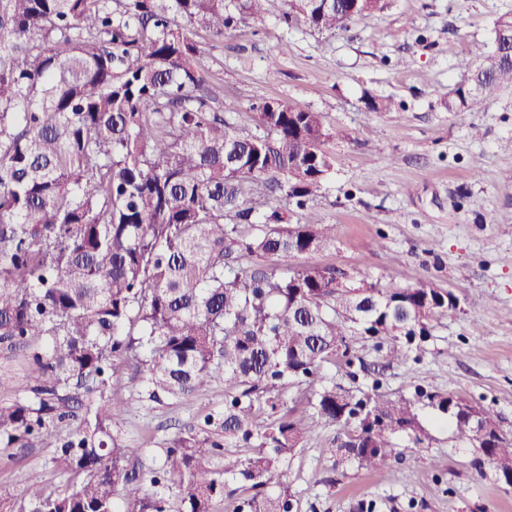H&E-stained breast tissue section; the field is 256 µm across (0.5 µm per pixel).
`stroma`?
Instances as JSON below:
<instances>
[{
    "instance_id": "stroma-1",
    "label": "stroma",
    "mask_w": 512,
    "mask_h": 512,
    "mask_svg": "<svg viewBox=\"0 0 512 512\" xmlns=\"http://www.w3.org/2000/svg\"><path fill=\"white\" fill-rule=\"evenodd\" d=\"M268 8L264 26L242 24L203 41L200 62L217 101L236 105L232 118L244 131H255L250 107L266 99L323 113L332 128L325 148L333 167L306 220L335 225L336 240L304 264L368 282L428 280L460 301L457 316L436 323L423 349L400 363L357 341L366 368L352 388L377 381L392 399L414 398L420 388L451 391L512 434V88L481 111L448 110L466 80L461 61L474 45L492 46L494 23L512 15V0H384L332 34L282 22L284 0ZM381 101L385 109L372 110ZM0 367L10 371L0 402L37 383L28 352L0 347ZM133 375L126 370L108 390L128 400L114 429L141 448L136 468L159 465L171 439L224 412L222 383L158 404L131 392ZM416 413L421 443L401 438V457L380 471L325 457L341 429L314 421L290 463L299 512H512V490L492 461L457 442L431 409ZM62 469L54 446L0 445V512L29 485L59 483Z\"/></svg>"
}]
</instances>
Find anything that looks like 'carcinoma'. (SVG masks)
Returning a JSON list of instances; mask_svg holds the SVG:
<instances>
[{
    "label": "carcinoma",
    "mask_w": 512,
    "mask_h": 512,
    "mask_svg": "<svg viewBox=\"0 0 512 512\" xmlns=\"http://www.w3.org/2000/svg\"><path fill=\"white\" fill-rule=\"evenodd\" d=\"M266 2L0 0V345L43 341L31 396L0 404V444L25 448L80 418L73 438L55 439L64 483L29 486L20 512H216L237 480L235 512H289V464L312 420L343 430L324 453L368 469L398 459L397 435L420 442L414 401L378 393V382L357 393L321 367L355 377L359 338L390 343L398 361L397 342L422 349L458 299L428 280L338 288L342 270L301 262L335 239L334 225L290 215L331 170L323 115L267 99L251 107L260 132L245 133L226 118L233 108L215 105L199 62L200 33L260 27ZM288 2L286 22L320 32L360 17ZM462 67L477 76L450 112H475L512 85V60L495 63L481 46ZM259 184L263 211L252 202ZM131 363L153 402L224 382V415L220 438L207 420L172 440L150 471L153 490L127 508L116 488L140 481L128 462L143 449L112 434L126 400L101 396L80 415L70 402ZM420 396L455 419L459 442L472 440L469 419L448 411L455 394ZM478 452L512 475V437Z\"/></svg>",
    "instance_id": "1"
}]
</instances>
